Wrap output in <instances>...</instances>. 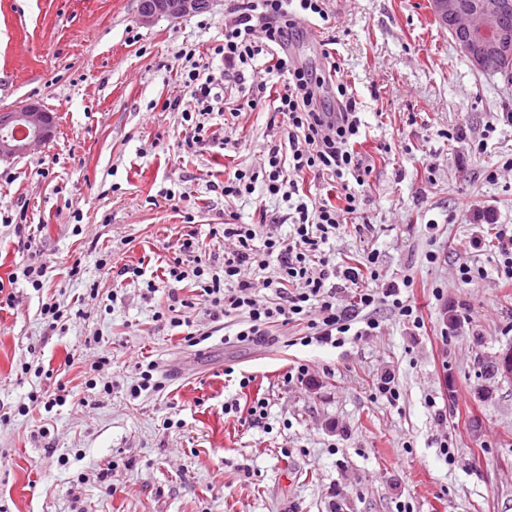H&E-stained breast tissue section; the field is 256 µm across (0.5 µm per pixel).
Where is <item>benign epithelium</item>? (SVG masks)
Here are the masks:
<instances>
[{
    "mask_svg": "<svg viewBox=\"0 0 512 512\" xmlns=\"http://www.w3.org/2000/svg\"><path fill=\"white\" fill-rule=\"evenodd\" d=\"M207 0H142L140 17L179 18L200 11ZM434 17L463 48L471 65L482 73H497L512 56V0H429ZM55 134L52 113L36 103L0 111V158L24 155L49 142Z\"/></svg>",
    "mask_w": 512,
    "mask_h": 512,
    "instance_id": "7a95c632",
    "label": "benign epithelium"
}]
</instances>
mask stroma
Here are the masks:
<instances>
[{
    "mask_svg": "<svg viewBox=\"0 0 512 512\" xmlns=\"http://www.w3.org/2000/svg\"><path fill=\"white\" fill-rule=\"evenodd\" d=\"M139 5L0 0V111L37 101L56 123L49 143L0 159V218L23 211L42 225L35 247L51 295L67 302L92 283L101 292L63 332L48 329L40 298L21 283L17 306L0 312V407L58 381L76 396L52 413L0 422V512H512V379L485 373L512 348V282L497 269L493 231L473 216L491 207L512 232V176L486 178L512 156V124L499 119L512 113V80L475 70L428 0H326L373 168L360 189L368 229L347 228L328 251L345 265L374 250L381 276L412 277L424 325L384 307L377 335L340 348L298 345L297 328L279 326L255 345L224 343L217 332L189 348L155 318L166 290L144 298L142 283L99 269L98 253L111 248L155 271L184 225L163 191L190 192L193 222L208 233L226 210L212 183L237 164L259 167L285 130L269 108L214 113L207 124L223 145L185 152L187 124L165 107L190 98L177 53L194 50L196 63L221 73L213 48L237 2L210 0L149 24ZM459 129L465 139H452ZM483 138L488 151L473 152ZM233 210L244 224L277 215L279 233L289 231L287 204L264 188ZM430 252L438 263L427 262ZM463 263L481 278L462 283ZM92 336L100 344L85 347ZM103 354L112 392L81 405L86 366ZM145 358L165 388L133 400L127 389ZM32 360L57 380L21 376L20 363ZM300 363L311 380L287 381ZM386 384L396 402L381 393ZM260 397L268 416L249 424ZM231 399L234 416L223 410ZM444 443L452 459L441 455Z\"/></svg>",
    "mask_w": 512,
    "mask_h": 512,
    "instance_id": "obj_1",
    "label": "stroma"
}]
</instances>
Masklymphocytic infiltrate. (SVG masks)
Listing matches in <instances>:
<instances>
[{"mask_svg": "<svg viewBox=\"0 0 512 512\" xmlns=\"http://www.w3.org/2000/svg\"><path fill=\"white\" fill-rule=\"evenodd\" d=\"M328 19L325 0H239L235 19L224 26L223 44L214 49L242 91L233 101L220 94V77L194 64L192 51L179 52L188 63L180 75L196 107L185 110L178 98L167 107L180 111L191 124L193 133L185 137L184 150L193 151L204 143L207 131L202 118L213 111L238 114L270 107L281 115L287 143L270 145L261 169L234 168L220 189L225 200L234 201L264 185L270 196L287 203L291 224L285 236L276 233L274 217H261L255 224L227 221L212 227L210 236L224 241L220 259L207 252L197 229L187 230L177 239L174 255L158 280L147 277L142 266L123 262L117 252L99 253L98 267L134 282L143 281L146 295H154L160 284H167L170 304L163 318L170 327L182 329L186 346H198L210 337L194 325L191 312L198 307L212 321L233 319L237 344L264 340L274 325L302 324L306 327L302 345L338 348L347 340L375 333L380 327L375 312L382 305L413 327L423 325L406 295L412 278L394 279L376 290L365 288L361 285L364 277H380L377 252H367L357 265L342 269L325 251L344 226L360 222L356 190L370 176L358 150L366 137L365 123L340 62L329 49H322V68L316 75L288 52L289 42L302 34L304 26ZM273 76L281 77L283 85L272 94L268 80ZM324 88L334 94L335 108H327L318 97V90ZM309 174L332 177L341 187L337 201L310 198L303 188ZM13 232L27 258L7 281H0V311L15 305L11 285L21 282L40 293L48 279V266L34 248L37 227L18 221ZM333 277L356 285L353 302L340 303L336 289L328 285ZM184 282L193 286L194 299L179 295L177 286ZM260 287L266 289V296L257 295Z\"/></svg>", "mask_w": 512, "mask_h": 512, "instance_id": "lymphocytic-infiltrate-1", "label": "lymphocytic infiltrate"}]
</instances>
